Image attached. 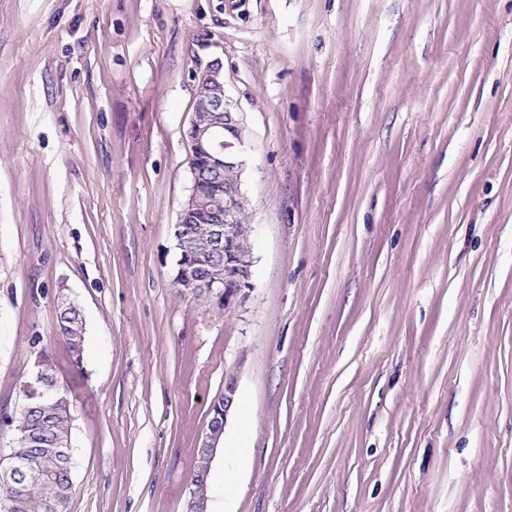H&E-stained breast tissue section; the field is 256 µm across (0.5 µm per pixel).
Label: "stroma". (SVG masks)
I'll use <instances>...</instances> for the list:
<instances>
[{
  "label": "stroma",
  "instance_id": "obj_1",
  "mask_svg": "<svg viewBox=\"0 0 512 512\" xmlns=\"http://www.w3.org/2000/svg\"><path fill=\"white\" fill-rule=\"evenodd\" d=\"M216 57L253 244L229 312L173 284ZM46 348L67 512H186L231 379L214 512H512V0H0V408ZM59 333L67 352L75 364L83 360L85 349V323L83 314L74 304L67 301L63 295L59 305ZM236 392V384L234 380L231 379L225 384L224 393L217 401L211 404L209 412L210 419L196 449L197 465L189 484L190 508L188 510L187 502V512H208L207 504L204 501L195 499L193 490L195 489L198 495L207 498L209 503L210 486L207 478L199 475V469L200 467L205 469L207 471L206 476L209 477L212 463L220 449L219 444L224 434L228 415L236 406Z\"/></svg>",
  "mask_w": 512,
  "mask_h": 512
}]
</instances>
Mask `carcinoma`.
<instances>
[{
	"label": "carcinoma",
	"instance_id": "1",
	"mask_svg": "<svg viewBox=\"0 0 512 512\" xmlns=\"http://www.w3.org/2000/svg\"><path fill=\"white\" fill-rule=\"evenodd\" d=\"M59 333L73 362L83 360L85 323L74 304L60 298ZM44 377L39 394L21 395V404L9 417L0 418V430L16 431L13 446L0 450V469L10 455L29 457L28 471L9 487H0V512H66L73 488L72 412L68 397L59 393L56 365L48 349L41 351Z\"/></svg>",
	"mask_w": 512,
	"mask_h": 512
}]
</instances>
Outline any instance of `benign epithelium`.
<instances>
[{"mask_svg": "<svg viewBox=\"0 0 512 512\" xmlns=\"http://www.w3.org/2000/svg\"><path fill=\"white\" fill-rule=\"evenodd\" d=\"M196 86L208 93L204 104L209 123L193 116L187 136L191 144L192 187L175 225L174 249L182 255L175 266L173 281L184 291L207 294L230 311L246 298L251 288L253 260L239 253V242L251 237V225L240 221L246 211L240 190H221L224 172L240 173L243 167V130L237 113L229 108L224 91L221 60L214 59L194 74ZM204 209L210 221L207 234L195 239L184 233L185 219ZM209 258L208 275L201 278L194 259ZM236 384L229 380L224 393L213 402L210 419L197 446V467L211 470L228 415L236 406ZM25 459L11 457L8 467L0 470V483L9 485L23 471Z\"/></svg>", "mask_w": 512, "mask_h": 512, "instance_id": "1", "label": "benign epithelium"}]
</instances>
